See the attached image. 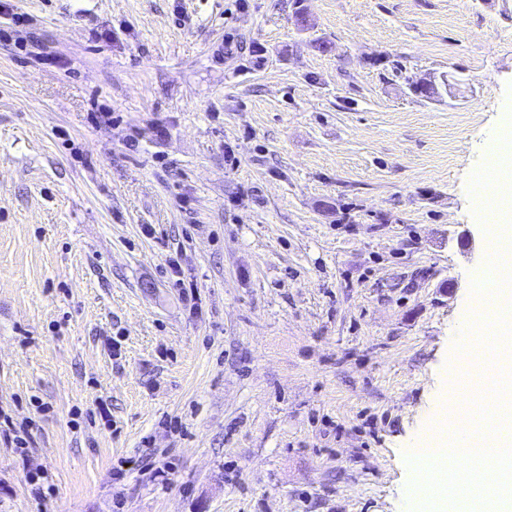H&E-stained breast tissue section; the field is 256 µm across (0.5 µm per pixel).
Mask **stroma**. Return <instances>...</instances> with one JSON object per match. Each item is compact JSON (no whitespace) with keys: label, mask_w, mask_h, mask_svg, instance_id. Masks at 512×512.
Here are the masks:
<instances>
[{"label":"stroma","mask_w":512,"mask_h":512,"mask_svg":"<svg viewBox=\"0 0 512 512\" xmlns=\"http://www.w3.org/2000/svg\"><path fill=\"white\" fill-rule=\"evenodd\" d=\"M510 100L512 0H0V512H410Z\"/></svg>","instance_id":"1"}]
</instances>
